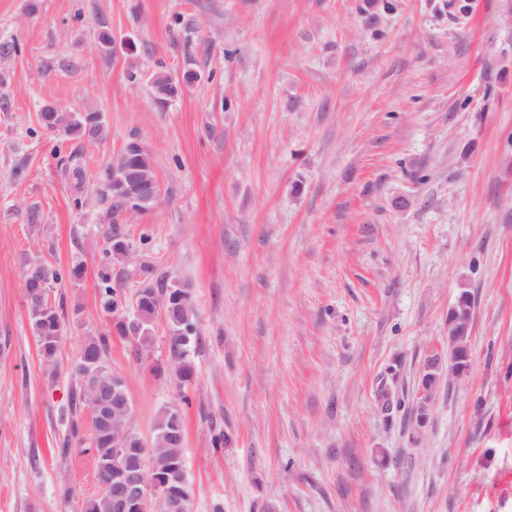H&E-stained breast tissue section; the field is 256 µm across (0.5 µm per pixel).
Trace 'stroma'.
<instances>
[{
	"mask_svg": "<svg viewBox=\"0 0 512 512\" xmlns=\"http://www.w3.org/2000/svg\"><path fill=\"white\" fill-rule=\"evenodd\" d=\"M36 10H29V3ZM137 55L97 49L99 20ZM0 512H82L100 492L47 378L24 261L80 262L61 363L107 329L96 175L136 139L160 196L124 229L189 288L195 375L113 338L151 439L182 412L190 512H512V0H0ZM197 72L167 106L157 66ZM103 112L75 195L44 105ZM40 219L29 223L30 207ZM475 295L469 373L413 438L425 349ZM391 385L401 408L378 407Z\"/></svg>",
	"mask_w": 512,
	"mask_h": 512,
	"instance_id": "obj_1",
	"label": "stroma"
}]
</instances>
